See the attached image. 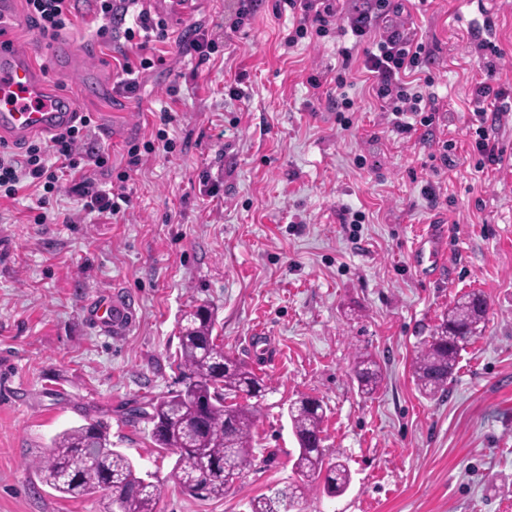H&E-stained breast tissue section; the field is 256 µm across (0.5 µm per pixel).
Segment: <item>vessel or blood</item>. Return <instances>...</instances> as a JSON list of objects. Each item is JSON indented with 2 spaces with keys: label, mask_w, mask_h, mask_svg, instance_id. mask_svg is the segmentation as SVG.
<instances>
[{
  "label": "vessel or blood",
  "mask_w": 512,
  "mask_h": 512,
  "mask_svg": "<svg viewBox=\"0 0 512 512\" xmlns=\"http://www.w3.org/2000/svg\"><path fill=\"white\" fill-rule=\"evenodd\" d=\"M35 46L17 50L0 48V137L23 140L34 134H49L77 120L75 99L55 102L46 94L42 76L34 66ZM445 250L437 239L418 246L413 261L419 267L440 272L445 267Z\"/></svg>",
  "instance_id": "obj_1"
}]
</instances>
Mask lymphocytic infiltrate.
Returning <instances> with one entry per match:
<instances>
[{"mask_svg":"<svg viewBox=\"0 0 512 512\" xmlns=\"http://www.w3.org/2000/svg\"><path fill=\"white\" fill-rule=\"evenodd\" d=\"M26 17L40 39L50 43L75 24L74 0H24ZM99 37L105 38L114 28H122L126 42L136 45L135 57H124L118 63L115 89L132 98L139 91L140 74L164 64L169 40L166 18L152 15L150 9L140 7V0H95ZM288 7L300 13L296 37L308 33L322 34L338 18L336 0H283ZM404 9V0H361L353 11L343 18L357 41L375 36L371 49L365 50L362 66L372 81V89L388 112L399 132L411 133L415 127L412 116H419V124L433 123L434 114H423L424 96L411 83L412 76L423 73L429 55L422 43L406 34L395 21ZM90 123L82 118L79 123L52 134L49 141H32L23 155L0 152V199H17L20 191L34 189L46 194L61 192L64 185L62 169H78L84 150L83 130Z\"/></svg>","mask_w":512,"mask_h":512,"instance_id":"f902f5d3","label":"lymphocytic infiltrate"}]
</instances>
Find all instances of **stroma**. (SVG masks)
<instances>
[{"instance_id":"stroma-1","label":"stroma","mask_w":512,"mask_h":512,"mask_svg":"<svg viewBox=\"0 0 512 512\" xmlns=\"http://www.w3.org/2000/svg\"><path fill=\"white\" fill-rule=\"evenodd\" d=\"M277 2L262 0L234 32L233 0H193L185 14L175 0H148L171 46L135 100L111 89L127 45L97 41L93 0H78L60 37L89 67L67 73L38 56L50 91L83 92L84 175L124 183L130 202L113 215L67 192L42 207L33 195L0 200V512H105L110 491L65 498L32 467L60 431L96 420L161 484L158 512H248L251 498L295 478L286 410L303 396L322 401L324 445L352 481L335 498L312 481L301 512H512V110L495 131L503 165L479 167L477 113L495 101L474 96L491 77L466 0H407L399 22L430 55L437 109L408 134L383 112L353 36L294 39ZM486 8L503 51L492 78L512 85V0ZM198 27L215 41L204 64L189 47ZM432 226L448 268L428 280L411 252ZM473 291L488 301L485 330L462 350L447 397L426 399L413 381L418 346ZM115 298L130 310L119 335L95 317ZM200 305L214 308L225 354L270 389L254 465L220 499L185 492L150 423L128 419L182 388L179 323ZM358 351L385 363L371 398L352 379Z\"/></svg>"}]
</instances>
